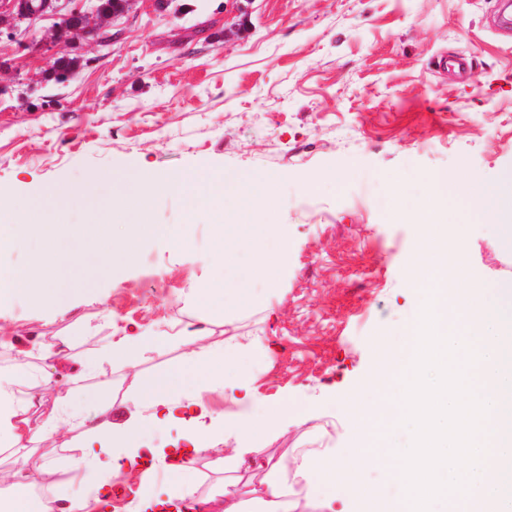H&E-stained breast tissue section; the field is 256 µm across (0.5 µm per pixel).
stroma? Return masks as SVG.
<instances>
[{
  "instance_id": "35a3bbf8",
  "label": "stroma",
  "mask_w": 512,
  "mask_h": 512,
  "mask_svg": "<svg viewBox=\"0 0 512 512\" xmlns=\"http://www.w3.org/2000/svg\"><path fill=\"white\" fill-rule=\"evenodd\" d=\"M499 0H135L106 21L111 41L56 45L81 65L66 83L49 81L53 60L36 51L55 25L48 17L20 37L0 36V200L16 214L38 205L45 183L84 184L67 209L71 224L87 208L112 213V186L82 183L94 172L192 173L245 169L278 174L270 220L288 227V253L274 287L254 281L262 302L215 312L193 304V289L238 275L259 259L232 234L217 240L210 212L189 214L179 196L157 197L153 222L179 226L172 245L143 236L133 264L98 258L94 237H73L54 255L76 286L54 310L17 298L0 304V368L28 361L36 376L69 390L87 416L125 424L143 379L181 363L173 344L144 351L136 367L114 365L106 336L169 325L199 330L202 344L227 337L251 347L248 385L256 413L291 407L255 440L262 455L296 460L315 448L344 458L356 429L341 409L367 386L374 339L395 347L417 314L410 284L418 248L408 217L431 204L426 178L440 172L464 193L512 169V31L494 24ZM335 171V184L305 192L302 177ZM469 273L512 279V252L500 251L486 224L461 223ZM229 267H222V260ZM76 342L92 373L79 383L45 366L41 350ZM173 396L201 402L232 424V388L197 393L194 380ZM232 437L216 439L196 461L200 492L225 476L219 466ZM73 451L56 437L33 464L40 486L68 505Z\"/></svg>"
}]
</instances>
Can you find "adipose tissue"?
<instances>
[{
    "mask_svg": "<svg viewBox=\"0 0 512 512\" xmlns=\"http://www.w3.org/2000/svg\"><path fill=\"white\" fill-rule=\"evenodd\" d=\"M428 183L435 207L427 220L417 225L419 248L410 276L416 286H439L436 310L442 315L440 332L455 329L474 341L483 353L474 389L495 400L491 424L496 427L502 424L505 409L512 407V290L479 277L470 279L466 290H459V274L468 265V253L461 233L448 224V214L457 205L448 194L446 176H429ZM467 208L478 220L493 227L503 249L512 251V170L493 182L471 178ZM436 224L446 225L443 237H434L432 227ZM68 294V286L51 267L38 276L24 269L0 274V302L24 297L39 307L54 309ZM399 336L395 349L377 351L382 368L378 381L391 393L399 391L394 376L412 355L411 326L402 327ZM177 337L186 347L181 365L174 375L144 380L133 400L142 416L122 428L113 427L108 419L89 422L66 395L59 397L56 407L43 414L41 421H34L36 403L30 391L27 364L19 362L0 371V447L16 452V469L8 487L14 512H59L54 495H33L36 479L29 458L31 445L62 430L72 433L79 450L70 462L68 474L70 482L81 486L76 502L82 512H87L90 504L109 498L114 479L125 471L143 468L147 460L163 462L166 470L173 473H186L188 462L219 434L220 417L204 406L183 404L171 396L170 387L175 378L191 377L199 389H215L223 386L228 369L241 376L243 345L231 339L223 348L208 350L199 347L197 332L181 329L174 334L141 331L112 336L105 350L114 362L130 366L143 351L165 348ZM343 406L347 415L356 420L358 429L349 458L315 452L306 455L293 470L286 461L267 459V477L259 486L232 489L223 485L216 489V496L224 500V512H248L252 505L257 512H306L312 505L318 512H337L341 506L349 512H408L403 505L384 500L378 487L357 472L358 467L375 462L388 466L389 476H399V469L392 467V459L386 454L387 443L375 439L385 425L399 417V408L385 403L379 410L370 411L356 398L346 399ZM169 428L178 431L174 444L144 451L141 439L145 431Z\"/></svg>",
    "mask_w": 512,
    "mask_h": 512,
    "instance_id": "adipose-tissue-1",
    "label": "adipose tissue"
}]
</instances>
